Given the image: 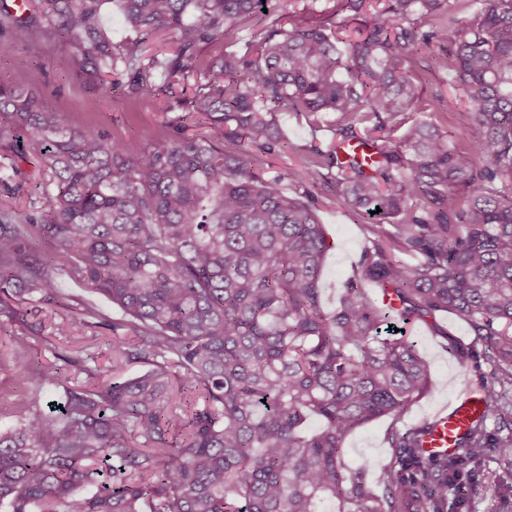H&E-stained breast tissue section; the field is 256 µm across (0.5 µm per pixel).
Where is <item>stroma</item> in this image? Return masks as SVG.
<instances>
[{
	"label": "stroma",
	"instance_id": "35a3bbf8",
	"mask_svg": "<svg viewBox=\"0 0 512 512\" xmlns=\"http://www.w3.org/2000/svg\"><path fill=\"white\" fill-rule=\"evenodd\" d=\"M277 13H296L303 25H321L332 28L338 36L352 30L350 14L341 7V0H270ZM441 52L437 46L420 50L417 60L418 89L426 103L440 113V121L453 138H461L466 120L467 105L452 82V74L437 63ZM75 50L69 45L34 43L30 46L9 43L0 36V80L23 83L35 89L53 110L64 113L71 125L105 129L115 138L125 141L163 140L174 128L185 133L199 132L196 118L182 110H168L164 99L132 100L117 87L101 88L89 78L78 76ZM336 113H328L319 128L291 112L279 115V123L288 141L287 148L270 156L269 168L281 174L286 189H293V176L301 169L311 145H327L335 136ZM314 194L316 212L321 224L334 244L324 269L323 305L333 309L340 297L339 282L351 271V266L363 244L360 221L334 207L333 188L319 185ZM73 337L45 334L25 335L29 359L48 363L54 359L55 349L69 343L90 346L106 355L112 345L111 331L91 326L74 325ZM23 335L18 326L0 327V426L9 425L16 410L31 402L35 396L31 384L18 377L17 364L12 355L13 339ZM409 336L416 342L427 360L433 379V390L404 416V424H416L429 418L441 406L447 405L460 387L462 378L489 376L491 368L485 361L459 364L444 349V338L431 328L418 325ZM392 418L385 417L350 434L344 441V458L350 468H358L371 460L376 465L388 464L393 450L386 441ZM496 475L503 485L504 498L491 501L483 498L478 487L484 476ZM461 512H512V471L500 466L495 453H488L480 473L470 480L467 503Z\"/></svg>",
	"mask_w": 512,
	"mask_h": 512
}]
</instances>
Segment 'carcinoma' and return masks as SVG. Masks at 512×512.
<instances>
[{"label":"carcinoma","mask_w":512,"mask_h":512,"mask_svg":"<svg viewBox=\"0 0 512 512\" xmlns=\"http://www.w3.org/2000/svg\"><path fill=\"white\" fill-rule=\"evenodd\" d=\"M263 2L121 0L129 33L115 44L105 0L0 6L12 42L71 44L80 73H107L133 100L164 95L210 129L112 140L0 82V117L50 173L28 209L0 207V325L66 306L65 274L121 310L112 322L90 304L79 312L112 330V363L148 366L122 383L85 350L32 366L15 338L21 376L61 401L35 400L0 430L10 512H458L449 494L464 467L490 451L512 467V0H480L467 20L445 0H343L359 19L345 52L334 31L288 28ZM161 30L175 47L152 54ZM432 44L469 104L461 143L436 120L398 121L421 109L415 67ZM281 112L312 127L338 114L336 140L310 147L291 194L265 168L287 144ZM18 173L14 157L0 166L5 196L24 191ZM319 183L336 188L337 209L375 219L331 311ZM442 312L468 325L470 344L438 325ZM394 315L492 373L464 383L484 410L453 454H423L427 422L390 431L377 490L372 462L345 466L344 440L402 419L432 387L415 344L385 333ZM79 373L94 383L71 384Z\"/></svg>","instance_id":"obj_1"}]
</instances>
